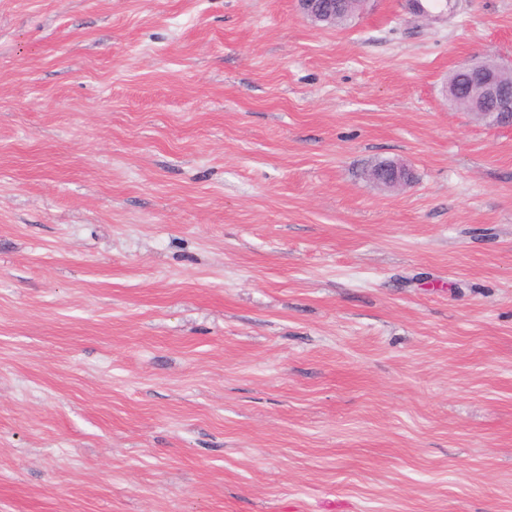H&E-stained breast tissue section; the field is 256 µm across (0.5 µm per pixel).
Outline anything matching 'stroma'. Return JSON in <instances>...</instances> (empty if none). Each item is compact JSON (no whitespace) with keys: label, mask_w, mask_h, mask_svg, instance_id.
Listing matches in <instances>:
<instances>
[{"label":"stroma","mask_w":512,"mask_h":512,"mask_svg":"<svg viewBox=\"0 0 512 512\" xmlns=\"http://www.w3.org/2000/svg\"><path fill=\"white\" fill-rule=\"evenodd\" d=\"M425 6L0 0V512H512V128L445 92L512 0ZM334 0H297L301 12L317 27H329L336 24ZM387 167L390 171V175L381 176L379 171H376L374 174L373 180L376 184L389 190H395L409 182V170L405 165L392 162Z\"/></svg>","instance_id":"1"}]
</instances>
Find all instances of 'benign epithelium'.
<instances>
[{"instance_id": "benign-epithelium-1", "label": "benign epithelium", "mask_w": 512, "mask_h": 512, "mask_svg": "<svg viewBox=\"0 0 512 512\" xmlns=\"http://www.w3.org/2000/svg\"><path fill=\"white\" fill-rule=\"evenodd\" d=\"M301 12L317 27L336 24V9L332 0H297ZM505 67L490 56L471 58L460 64L453 73L451 91L448 97L452 102L459 100L457 82L464 74L477 76L476 82L467 93L468 111L479 119L497 126H512V84L502 79ZM390 175L375 173L376 184L395 190L409 182L408 168L398 162L388 165Z\"/></svg>"}]
</instances>
